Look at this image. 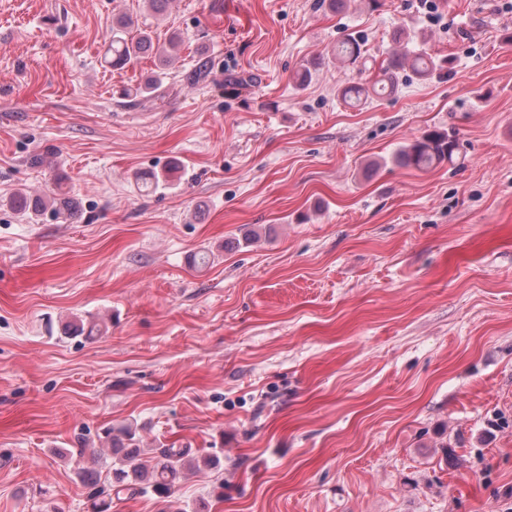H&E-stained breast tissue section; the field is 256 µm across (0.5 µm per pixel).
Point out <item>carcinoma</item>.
Masks as SVG:
<instances>
[{"mask_svg":"<svg viewBox=\"0 0 512 512\" xmlns=\"http://www.w3.org/2000/svg\"><path fill=\"white\" fill-rule=\"evenodd\" d=\"M131 22L125 17L112 20V39L105 55V62L114 68L124 67L145 55L156 61V70L150 80L136 88H125L121 92L124 98L138 97L158 88L168 75V71L177 61L176 48L180 43L178 35H173L165 45L153 42L142 33L137 37L129 36ZM331 56L338 62L355 66H366L363 43L349 35L336 43ZM451 59L431 55L420 46L417 39L407 36L401 53L394 55L383 70V77L369 86L354 85L340 91L342 100L359 102L369 96L394 92L396 73L407 68L415 76L428 79L435 74L448 72ZM457 143L448 132L432 129L424 132L410 143L402 146L395 154V161L403 167L427 171L443 163L453 161ZM62 215L72 212L69 201L43 197H31L20 191L14 195L11 205L32 215L39 214L48 205ZM101 443L108 445L110 452V487L115 494L127 492L130 495H151L162 505L160 512H167L170 498L186 474L201 468H216L220 465L215 455H195L190 448H154L152 456L143 458L139 446L137 430L131 425L103 430ZM112 497H104V490H95L89 495V512H109Z\"/></svg>","mask_w":512,"mask_h":512,"instance_id":"obj_1","label":"carcinoma"}]
</instances>
